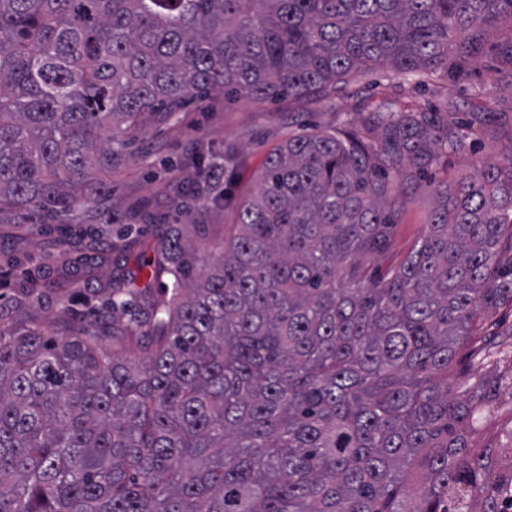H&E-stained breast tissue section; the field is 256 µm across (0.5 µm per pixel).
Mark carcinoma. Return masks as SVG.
<instances>
[{
	"instance_id": "obj_1",
	"label": "carcinoma",
	"mask_w": 512,
	"mask_h": 512,
	"mask_svg": "<svg viewBox=\"0 0 512 512\" xmlns=\"http://www.w3.org/2000/svg\"><path fill=\"white\" fill-rule=\"evenodd\" d=\"M512 0H0V215L100 225L87 249L146 243L99 175L127 137L211 88L328 98L375 66L423 82L476 55ZM465 137L381 103L356 129L293 134L237 231L194 248L163 224L148 277L115 282L125 322L55 335L0 305V512H512V458L467 428L512 333V159L436 191L383 271L399 198ZM180 199L210 195L201 167ZM473 344L484 373L456 368Z\"/></svg>"
}]
</instances>
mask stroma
I'll return each mask as SVG.
<instances>
[{"label": "stroma", "mask_w": 512, "mask_h": 512, "mask_svg": "<svg viewBox=\"0 0 512 512\" xmlns=\"http://www.w3.org/2000/svg\"><path fill=\"white\" fill-rule=\"evenodd\" d=\"M512 41V15L501 13L488 29L485 49L462 70H449L437 80L418 84L388 75L377 67L340 84L332 97L301 101L284 96L255 103L229 99L223 89L187 101L173 119L154 122L128 139L127 160L104 180L111 190L109 201L122 215L150 214L143 225L146 239H153L157 225L186 224L196 244L231 237L237 228L233 207L211 200L196 201L190 211L175 210L177 189L196 185L198 174L190 157L202 151L223 168L224 188L234 195L253 192L268 155L288 135L319 131L347 123H359L361 112L389 100L396 111L447 108L449 123L469 122L473 113H496L495 121L469 135L465 151H448L414 183L397 182L404 205L393 229L389 253L375 262L386 268L400 262L422 235L434 205V188L476 173L486 163L512 157V64L502 60L501 47ZM81 225L46 224L39 216L24 214L0 220V298L23 304L27 288L39 285L40 302L23 304L26 317L61 327L79 319L98 316L103 310L102 288L112 281L115 267L111 249L103 257L94 278L83 274L85 251ZM97 295H88V288ZM512 389L502 388L498 406L486 414L483 433L474 444L496 446L499 457L512 455Z\"/></svg>", "instance_id": "1"}]
</instances>
